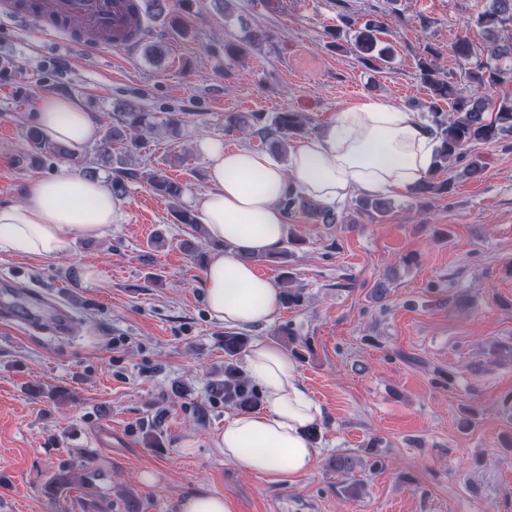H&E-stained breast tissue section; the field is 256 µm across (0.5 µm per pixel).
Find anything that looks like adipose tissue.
<instances>
[{"mask_svg": "<svg viewBox=\"0 0 512 512\" xmlns=\"http://www.w3.org/2000/svg\"><path fill=\"white\" fill-rule=\"evenodd\" d=\"M32 122L46 139L76 154L98 134L96 118L71 99L42 98ZM439 146L417 113L373 98L337 112L322 133L294 144L284 164L267 152L200 140L197 147L209 160V189L196 200L194 214L218 245L201 272L212 316L230 328L265 326L277 316L279 289L256 272L250 258L282 246L288 191L331 206L355 195L410 189L433 175ZM125 217L124 198L105 180H89L66 162L56 175L31 180L18 203L0 207V247L54 257L73 239L101 237ZM242 369L259 388L261 405L225 415L215 447L239 473L270 485L310 472L323 413L296 364L277 345L258 340Z\"/></svg>", "mask_w": 512, "mask_h": 512, "instance_id": "ef3b65f1", "label": "adipose tissue"}]
</instances>
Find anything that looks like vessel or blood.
<instances>
[{"instance_id": "vessel-or-blood-1", "label": "vessel or blood", "mask_w": 512, "mask_h": 512, "mask_svg": "<svg viewBox=\"0 0 512 512\" xmlns=\"http://www.w3.org/2000/svg\"><path fill=\"white\" fill-rule=\"evenodd\" d=\"M39 15L48 19L46 37L71 42L67 20H78L89 33L80 50H128L137 46L142 32L134 24L132 0H35Z\"/></svg>"}]
</instances>
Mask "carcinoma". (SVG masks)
<instances>
[{"mask_svg": "<svg viewBox=\"0 0 512 512\" xmlns=\"http://www.w3.org/2000/svg\"><path fill=\"white\" fill-rule=\"evenodd\" d=\"M139 5L143 14L163 21L175 34L184 37L188 29L181 16L194 12L197 0H141ZM341 22L342 26L329 31L330 47L343 48L342 35L347 28L354 32L349 41V50L361 64L375 68L389 62L393 50L380 37L384 22L377 18L358 21L347 16L341 18ZM476 23L489 43L487 60L472 62L476 52L464 36L458 38L451 47L453 55L464 69L463 78L468 89L458 87L443 72L439 65L438 49L427 47L417 63L420 81L429 91L424 107L429 112L430 122L441 142L437 169L455 170L457 176L468 178H478L485 170L482 158L472 154V145L500 142L512 137V96H494V89L512 81V65H501L503 60L512 61V0H490L489 7L477 16ZM266 39L267 34L261 30H247L243 37L224 43V54L243 58L261 47ZM112 108V122L103 129L95 148L96 157L84 162V175L96 177L100 164L112 167L115 175L112 176L111 188L117 195L125 194L128 180L139 178L151 191L169 201L178 223L197 226L194 212L181 202L184 193L182 183L170 179L161 171H144L139 174L128 168V161L143 146L144 135L157 125L154 113L124 99L113 102ZM308 123L306 113L291 110L276 112L271 116L262 112L224 114V131L251 129L282 159L288 158L294 140L306 133ZM26 136L39 154L68 159L73 157L67 146L45 140L33 126L27 128ZM115 144L122 147L118 155L112 154V146ZM453 185L454 179L451 176L445 179L433 177L416 186L413 193L420 205L427 206L437 196L449 193ZM357 205L360 211L378 217L390 211V202L383 198H361ZM283 207L287 216L304 214L313 224L330 226L339 223L334 209L295 191L288 192ZM281 282L282 302L288 307L300 305L302 294L291 288L293 276L289 271L281 274ZM248 344L249 337L244 333H224V379L214 380L210 384L213 395L223 398L225 404L240 411L252 410L260 404L259 392L236 365ZM72 484L71 466L63 463L47 481L48 495L55 497L70 489Z\"/></svg>", "mask_w": 512, "mask_h": 512, "instance_id": "cac0c4a2", "label": "carcinoma"}]
</instances>
